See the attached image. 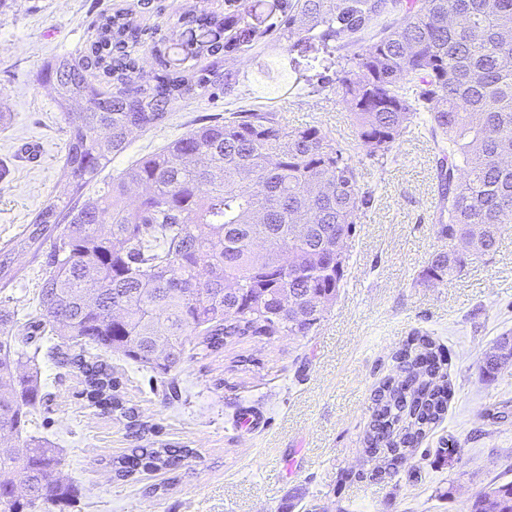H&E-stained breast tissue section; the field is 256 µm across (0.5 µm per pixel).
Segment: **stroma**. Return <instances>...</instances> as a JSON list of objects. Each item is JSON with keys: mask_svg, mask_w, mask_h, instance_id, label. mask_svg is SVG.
Listing matches in <instances>:
<instances>
[{"mask_svg": "<svg viewBox=\"0 0 512 512\" xmlns=\"http://www.w3.org/2000/svg\"><path fill=\"white\" fill-rule=\"evenodd\" d=\"M199 0H7L0 7V249L11 250L0 280V311L18 320L37 305L55 233L21 249L28 225L53 196L68 193L62 173L67 132L56 93L36 79L48 61L83 51L102 13L124 11L146 31L170 34L169 69L190 72L210 56L186 55L199 34L178 25ZM238 84L177 103L167 120L130 135L91 183L95 195L112 179L199 123L241 110L273 112L290 127L314 125L349 148L372 194L346 244L348 269L335 303L307 337H252L219 355H192L175 389L116 353H105L117 394L133 407L144 436L125 419L82 398L76 369L52 358L42 340L36 367L48 396L32 435L59 448L60 476L74 497L65 512H470L475 493L512 480V366L487 378L483 353L512 334V224L495 251L462 273L426 280L423 270L447 248L431 217L438 206L433 151L407 137L384 165L358 144L354 121L332 90L322 89L334 59L321 45L280 34L231 59ZM38 145L36 158L25 152ZM441 347L452 391L448 411L401 465L397 477L372 479L364 452L371 397L395 375L392 356L414 333ZM193 448L180 469L114 478L113 458L142 441ZM454 444L455 464L436 460ZM359 480L344 481L345 472Z\"/></svg>", "mask_w": 512, "mask_h": 512, "instance_id": "obj_1", "label": "stroma"}]
</instances>
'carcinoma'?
<instances>
[{
	"label": "carcinoma",
	"mask_w": 512,
	"mask_h": 512,
	"mask_svg": "<svg viewBox=\"0 0 512 512\" xmlns=\"http://www.w3.org/2000/svg\"><path fill=\"white\" fill-rule=\"evenodd\" d=\"M277 21L262 29L246 0H224V13H187L207 55L245 52L279 32L338 53L323 88L351 113L361 146L383 164L422 112L433 144L441 207L438 234L453 240L474 224L482 239L466 255L435 252L423 275L458 274L495 250L512 224V0H277ZM142 29L123 12L106 13L88 53L61 56L37 73L49 84L68 128L63 175L70 193L54 197L22 238L36 243L48 225H62L48 275L29 314L23 343L55 336L51 353L83 375L89 405L117 412L139 434L134 408L115 394L117 381L98 355L120 354L175 380L187 337L200 336L203 356L227 340L307 336L321 317L299 320L281 307L283 291L300 303L336 301L349 255L336 260V233L353 234L371 194L346 149L315 125L288 128L273 112H230L201 123L127 169L94 197L83 190L123 151L129 135L161 124L171 106L211 89L230 94L237 71L218 63L191 74L164 70L142 83L135 55ZM121 85L112 92L95 78ZM77 104L79 111L71 106ZM138 193L131 207L126 199ZM14 318L0 311V512H53L69 504L56 478L62 458L28 434L47 393L31 358L15 349ZM398 375L375 390L364 452L380 478L399 473L443 418L451 395L439 348L414 336L394 353ZM512 365V336L485 355L483 373ZM197 456L193 448L143 446L112 459L118 479L171 471ZM470 512H512V482L478 492Z\"/></svg>",
	"instance_id": "obj_1"
}]
</instances>
